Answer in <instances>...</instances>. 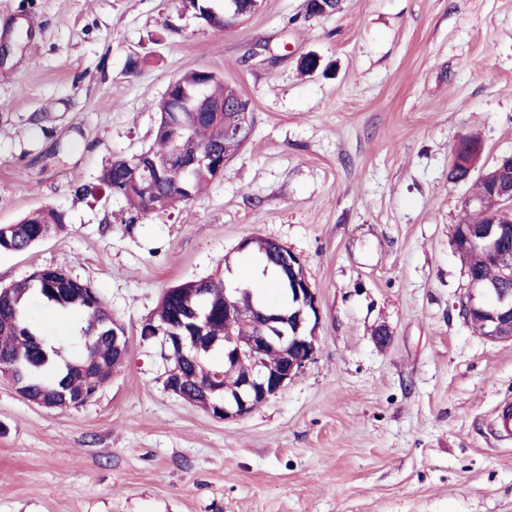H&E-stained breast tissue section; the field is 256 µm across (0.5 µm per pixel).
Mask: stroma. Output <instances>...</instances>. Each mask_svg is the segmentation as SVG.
Here are the masks:
<instances>
[{"label":"stroma","mask_w":512,"mask_h":512,"mask_svg":"<svg viewBox=\"0 0 512 512\" xmlns=\"http://www.w3.org/2000/svg\"><path fill=\"white\" fill-rule=\"evenodd\" d=\"M192 70L247 100L250 137L191 200L131 219L100 175L152 145L155 103ZM471 134L478 170L512 155V0H259L223 31L182 0H0V224L66 215L0 252V288L64 269L129 343L67 411L0 376V512H512V343L459 313L475 183L448 169ZM248 236L300 257L318 352L224 421L165 389L139 327L168 287L246 269ZM63 212L40 209L24 216L17 224H0V252H19L30 248L65 223Z\"/></svg>","instance_id":"stroma-1"}]
</instances>
